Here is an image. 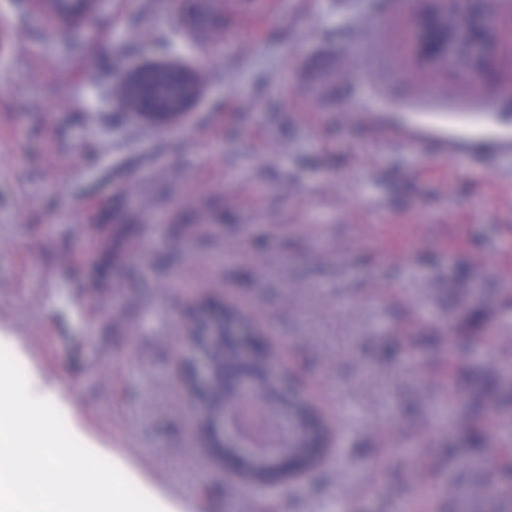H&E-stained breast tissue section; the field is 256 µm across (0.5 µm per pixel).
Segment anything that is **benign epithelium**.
I'll use <instances>...</instances> for the list:
<instances>
[{
  "label": "benign epithelium",
  "instance_id": "benign-epithelium-1",
  "mask_svg": "<svg viewBox=\"0 0 512 512\" xmlns=\"http://www.w3.org/2000/svg\"><path fill=\"white\" fill-rule=\"evenodd\" d=\"M433 6L415 14L413 47L423 62L479 75L491 64L497 30V17L484 0H432ZM158 70H175L180 79L175 92L159 95L147 86ZM121 86L133 104L125 109L147 124L162 129L175 128L186 121L197 103L202 84L196 70L175 58L148 61L124 74ZM183 342L188 350L177 362L178 376L188 390L195 408L199 435L205 447L219 459L248 462L243 474L258 465L280 469L289 463L299 447L301 423L311 419L295 378L279 370L278 342L260 332L250 317L235 304H213L200 299L186 309ZM234 362L224 365V354ZM251 396L262 404L283 427V442L264 455L257 452L232 419L238 400ZM322 438L310 439L308 457L288 468L289 477L315 480L316 449L330 447V431L316 426Z\"/></svg>",
  "mask_w": 512,
  "mask_h": 512
}]
</instances>
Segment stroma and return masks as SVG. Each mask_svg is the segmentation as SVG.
<instances>
[{
	"label": "stroma",
	"mask_w": 512,
	"mask_h": 512,
	"mask_svg": "<svg viewBox=\"0 0 512 512\" xmlns=\"http://www.w3.org/2000/svg\"><path fill=\"white\" fill-rule=\"evenodd\" d=\"M481 80L407 51L427 0H100L63 30L0 0V346L63 391L69 430L176 512H451L448 346L511 356L512 178L385 142L377 123H512V6ZM202 69L187 126L117 103L158 38ZM467 266L483 288L455 280ZM239 299L281 342L338 442L276 499L198 446L173 373L181 312ZM484 305L483 333L461 327Z\"/></svg>",
	"instance_id": "obj_1"
}]
</instances>
